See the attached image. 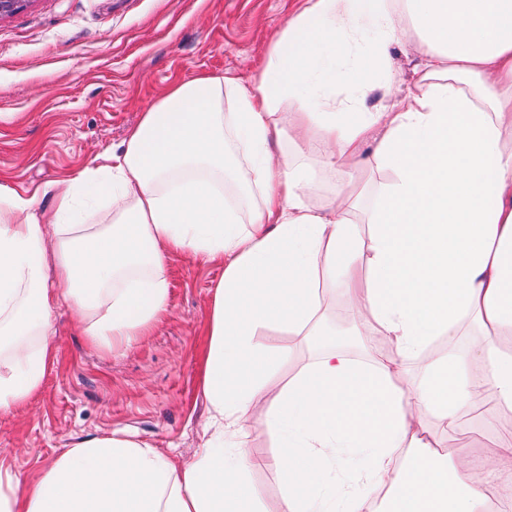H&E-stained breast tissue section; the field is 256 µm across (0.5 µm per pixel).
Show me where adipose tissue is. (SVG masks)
I'll return each instance as SVG.
<instances>
[{
	"instance_id": "ef3b65f1",
	"label": "adipose tissue",
	"mask_w": 512,
	"mask_h": 512,
	"mask_svg": "<svg viewBox=\"0 0 512 512\" xmlns=\"http://www.w3.org/2000/svg\"><path fill=\"white\" fill-rule=\"evenodd\" d=\"M424 49L414 85L387 106L370 87L339 99L317 39L383 64L400 29L391 0H306L258 84L202 74L173 85L119 151L23 196L0 185V413L23 408L56 358L52 316L89 343L130 347L169 313L175 254L224 266L208 316L202 383L210 415L184 461L113 432L65 449L32 478L0 466V512H259L245 439L268 404L279 512H483L486 486L449 464L411 419L454 432L477 394L512 411V0H405ZM355 113L356 121L336 117ZM287 139L294 154L273 155ZM341 178L310 204L304 159ZM391 179L372 206L357 170ZM53 204L40 206L43 193ZM328 281L385 336V355L319 346L288 384L292 348L260 350L272 326L324 335ZM482 336L461 349L463 323ZM447 352L398 375L434 338ZM480 362V375L470 366Z\"/></svg>"
}]
</instances>
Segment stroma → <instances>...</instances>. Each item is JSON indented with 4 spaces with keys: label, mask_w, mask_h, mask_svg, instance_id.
Instances as JSON below:
<instances>
[{
    "label": "stroma",
    "mask_w": 512,
    "mask_h": 512,
    "mask_svg": "<svg viewBox=\"0 0 512 512\" xmlns=\"http://www.w3.org/2000/svg\"><path fill=\"white\" fill-rule=\"evenodd\" d=\"M305 0H22L0 17V185L17 192L72 176L117 149L128 131L175 83L199 74L258 80L273 43ZM382 67L336 71L329 92L373 88L390 103L413 79L422 42L410 21ZM222 266L189 255L168 264L169 313L132 348L103 354L87 344L68 308L56 315L57 357L41 392L0 414V463L30 475L67 448L107 432L191 459L210 414L201 377L204 326ZM328 322L357 336L354 357L390 345L363 329L344 297L327 301ZM264 350L293 347L278 370L288 380L312 357L299 337L270 329ZM437 448L459 464L489 461L495 440L483 416L447 435L432 415L419 419Z\"/></svg>",
    "instance_id": "stroma-1"
}]
</instances>
